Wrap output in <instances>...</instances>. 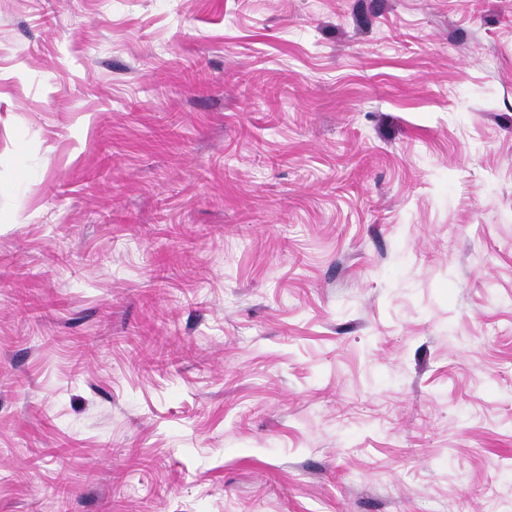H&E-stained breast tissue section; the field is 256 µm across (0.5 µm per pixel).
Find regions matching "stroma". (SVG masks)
Masks as SVG:
<instances>
[{
    "label": "stroma",
    "instance_id": "35a3bbf8",
    "mask_svg": "<svg viewBox=\"0 0 512 512\" xmlns=\"http://www.w3.org/2000/svg\"><path fill=\"white\" fill-rule=\"evenodd\" d=\"M0 512H512V0H0Z\"/></svg>",
    "mask_w": 512,
    "mask_h": 512
}]
</instances>
